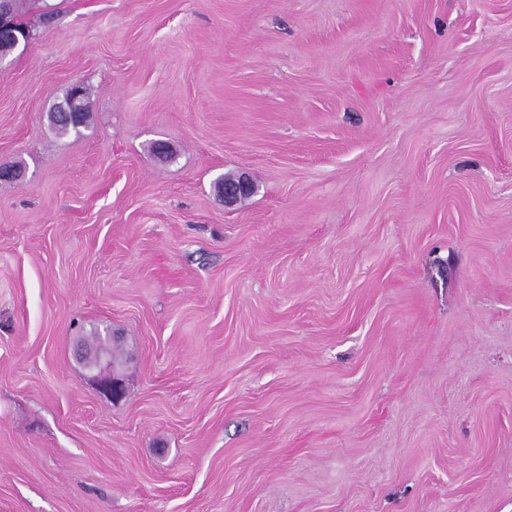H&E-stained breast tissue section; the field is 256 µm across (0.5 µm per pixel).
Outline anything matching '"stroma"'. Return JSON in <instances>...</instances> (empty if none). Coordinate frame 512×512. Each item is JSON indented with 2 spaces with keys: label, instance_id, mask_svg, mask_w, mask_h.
<instances>
[{
  "label": "stroma",
  "instance_id": "obj_1",
  "mask_svg": "<svg viewBox=\"0 0 512 512\" xmlns=\"http://www.w3.org/2000/svg\"><path fill=\"white\" fill-rule=\"evenodd\" d=\"M22 11L0 512H512V0ZM81 91L83 94L77 96L70 89L64 100L55 104L48 112L49 123L59 135H67L71 132L79 135L80 128L87 126L90 112L89 92L84 87ZM63 110L80 112V119L77 122L69 120L68 112H62ZM234 177L233 175H224L216 182V189L220 195L223 194L224 190L222 197L225 206H234L240 202L242 197L251 196L253 191H255L253 182L245 175L237 176L233 183L224 189L226 180H230ZM85 358L98 369L97 380L102 393L112 401H118L124 394V381L120 371L112 363V369L106 359L93 350L84 349Z\"/></svg>",
  "mask_w": 512,
  "mask_h": 512
}]
</instances>
